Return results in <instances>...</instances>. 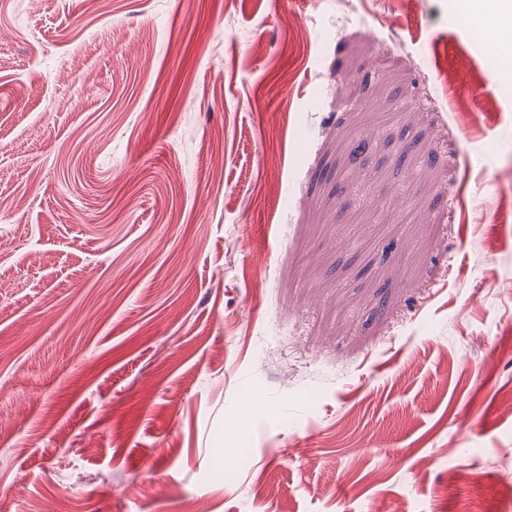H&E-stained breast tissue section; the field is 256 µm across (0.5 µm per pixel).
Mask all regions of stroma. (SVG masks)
<instances>
[{"mask_svg": "<svg viewBox=\"0 0 512 512\" xmlns=\"http://www.w3.org/2000/svg\"><path fill=\"white\" fill-rule=\"evenodd\" d=\"M482 20L0 0V512H512Z\"/></svg>", "mask_w": 512, "mask_h": 512, "instance_id": "35a3bbf8", "label": "stroma"}]
</instances>
